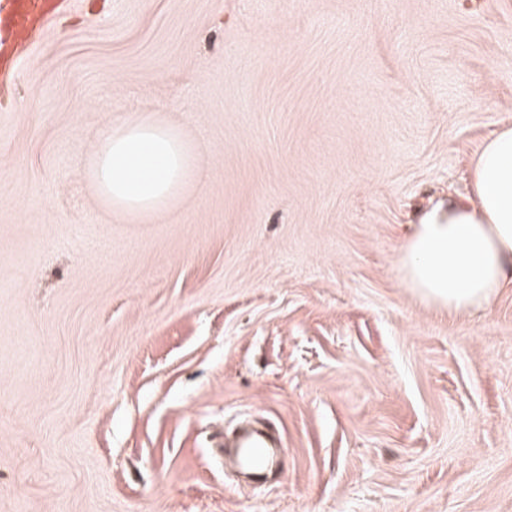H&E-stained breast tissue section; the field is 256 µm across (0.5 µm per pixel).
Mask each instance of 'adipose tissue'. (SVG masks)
<instances>
[{"instance_id":"1","label":"adipose tissue","mask_w":512,"mask_h":512,"mask_svg":"<svg viewBox=\"0 0 512 512\" xmlns=\"http://www.w3.org/2000/svg\"><path fill=\"white\" fill-rule=\"evenodd\" d=\"M199 158L182 132L150 114L102 131L85 170L113 210L142 218L174 204ZM470 191L440 201L413 224L401 273L411 292L451 311L482 308L512 285V125L485 140L469 171Z\"/></svg>"}]
</instances>
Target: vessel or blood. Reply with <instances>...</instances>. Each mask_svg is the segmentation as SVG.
<instances>
[{"instance_id": "1", "label": "vessel or blood", "mask_w": 512, "mask_h": 512, "mask_svg": "<svg viewBox=\"0 0 512 512\" xmlns=\"http://www.w3.org/2000/svg\"><path fill=\"white\" fill-rule=\"evenodd\" d=\"M66 0H0V73L14 72L20 50L33 34L61 11ZM282 448L271 429L245 430L236 444L243 470L254 480L277 467Z\"/></svg>"}]
</instances>
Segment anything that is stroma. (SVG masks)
<instances>
[{
	"instance_id": "1",
	"label": "stroma",
	"mask_w": 512,
	"mask_h": 512,
	"mask_svg": "<svg viewBox=\"0 0 512 512\" xmlns=\"http://www.w3.org/2000/svg\"><path fill=\"white\" fill-rule=\"evenodd\" d=\"M135 113L202 165L143 220L83 173ZM504 121L512 0H73L0 89V512H512V288L399 271ZM275 441L272 430L265 427L245 430L234 445L242 469L254 480H261L268 470L277 467L283 448Z\"/></svg>"
}]
</instances>
